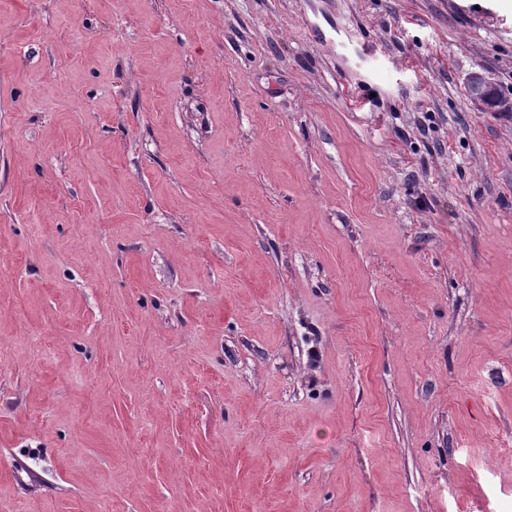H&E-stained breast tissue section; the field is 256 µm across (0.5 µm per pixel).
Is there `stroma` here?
Returning <instances> with one entry per match:
<instances>
[{
    "label": "stroma",
    "instance_id": "35a3bbf8",
    "mask_svg": "<svg viewBox=\"0 0 512 512\" xmlns=\"http://www.w3.org/2000/svg\"><path fill=\"white\" fill-rule=\"evenodd\" d=\"M512 10L0 0V512H512ZM467 88L471 99L480 108L512 111V94L506 95L496 83L482 73H470Z\"/></svg>",
    "mask_w": 512,
    "mask_h": 512
}]
</instances>
